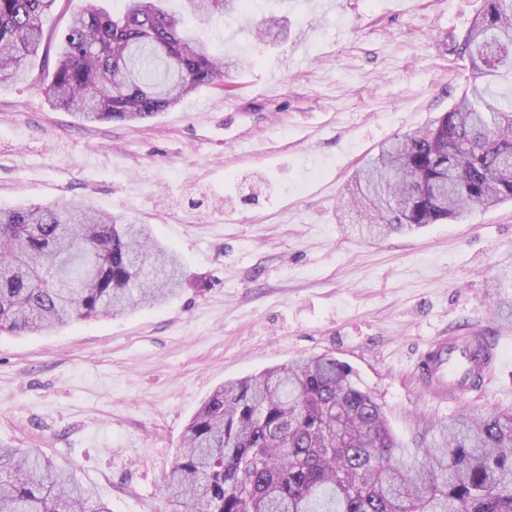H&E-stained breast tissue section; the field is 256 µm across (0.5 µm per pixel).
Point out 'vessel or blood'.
<instances>
[{
  "label": "vessel or blood",
  "instance_id": "1",
  "mask_svg": "<svg viewBox=\"0 0 512 512\" xmlns=\"http://www.w3.org/2000/svg\"><path fill=\"white\" fill-rule=\"evenodd\" d=\"M496 349L469 337H443L423 352L417 370L432 395L456 399L496 362Z\"/></svg>",
  "mask_w": 512,
  "mask_h": 512
}]
</instances>
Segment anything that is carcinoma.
Wrapping results in <instances>:
<instances>
[{
  "label": "carcinoma",
  "instance_id": "cac0c4a2",
  "mask_svg": "<svg viewBox=\"0 0 512 512\" xmlns=\"http://www.w3.org/2000/svg\"><path fill=\"white\" fill-rule=\"evenodd\" d=\"M91 2L49 58L57 0H0V84L53 62L46 93L81 121L147 120L227 64L168 0ZM182 16L247 15L255 0H180ZM287 35L270 11L263 42ZM469 76L448 111L382 144L353 177L345 208L361 236L413 231L512 201V0H483L460 47ZM183 264L135 216L81 204L0 208V332L51 333L178 294ZM434 445L405 456L380 404L332 354L228 381L184 429L163 496L173 512H512V410L464 409ZM0 512H110L38 449L0 444Z\"/></svg>",
  "mask_w": 512,
  "mask_h": 512
}]
</instances>
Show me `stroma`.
Here are the masks:
<instances>
[{
    "mask_svg": "<svg viewBox=\"0 0 512 512\" xmlns=\"http://www.w3.org/2000/svg\"><path fill=\"white\" fill-rule=\"evenodd\" d=\"M481 0H279L206 26L241 59L153 119L83 124L36 78L0 85V206L81 201L126 212L182 257L162 306L0 335V443L38 448L110 512H168L161 485L185 425L225 381L331 354L358 372L413 453L465 408H512V320L492 283L512 264V201L369 239L340 208L377 147L448 111L457 46ZM501 343L464 399L414 377L438 336ZM284 20L269 11L256 29V36L263 42H274L287 35Z\"/></svg>",
    "mask_w": 512,
    "mask_h": 512,
    "instance_id": "1",
    "label": "stroma"
}]
</instances>
